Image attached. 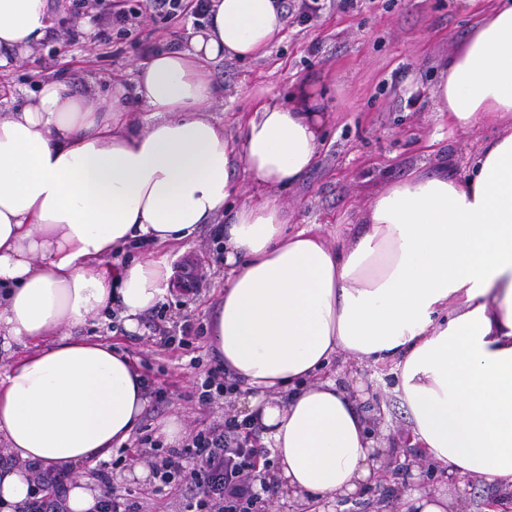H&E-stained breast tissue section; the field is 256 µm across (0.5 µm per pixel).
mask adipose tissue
Segmentation results:
<instances>
[{
  "label": "adipose tissue",
  "instance_id": "1",
  "mask_svg": "<svg viewBox=\"0 0 512 512\" xmlns=\"http://www.w3.org/2000/svg\"><path fill=\"white\" fill-rule=\"evenodd\" d=\"M180 49L150 56L133 89L87 100L51 78L0 114V337L26 353L0 369V503L30 493L22 462L74 473L69 512L98 498L77 472L107 462L147 405L128 356L60 330L119 306L126 329L177 286L167 258L127 265L133 240L194 236L226 214L228 267L211 341L248 392L276 479L306 512L379 477L375 441L348 391L315 381L333 356L395 363V391L443 482L405 491L397 512H447L475 476L512 497V130L466 177L416 174L376 193L365 230L334 247L289 231L277 198L230 208L236 168L288 187L314 165L326 114L309 93L257 105L230 136L212 64L266 56L278 0H212ZM47 0H0V68L49 32ZM436 109L459 127L512 115V0L485 16L440 69Z\"/></svg>",
  "mask_w": 512,
  "mask_h": 512
}]
</instances>
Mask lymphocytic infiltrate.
<instances>
[{
	"label": "lymphocytic infiltrate",
	"instance_id": "lymphocytic-infiltrate-1",
	"mask_svg": "<svg viewBox=\"0 0 512 512\" xmlns=\"http://www.w3.org/2000/svg\"><path fill=\"white\" fill-rule=\"evenodd\" d=\"M210 9V0H139L135 6L125 0H71L66 25L56 35L57 45L49 46L44 63L49 68L58 65L62 45L77 42L79 24L86 17L97 26L93 43L100 48L132 35L147 20H201ZM236 390V380L218 363L199 377L195 396L199 406L207 407ZM125 453L131 461L152 466L162 486L172 487L175 512H263L267 486L260 464L267 451L260 447L250 421L228 416L199 430L182 447L162 452L137 443ZM27 470L33 484L31 497L14 512H67L65 475L33 463ZM86 474L103 489L96 512H149L148 494L128 498L113 488L108 472L98 465L87 468Z\"/></svg>",
	"mask_w": 512,
	"mask_h": 512
}]
</instances>
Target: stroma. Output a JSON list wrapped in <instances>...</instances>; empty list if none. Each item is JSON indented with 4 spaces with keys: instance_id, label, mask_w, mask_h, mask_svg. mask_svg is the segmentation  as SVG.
<instances>
[{
    "instance_id": "35a3bbf8",
    "label": "stroma",
    "mask_w": 512,
    "mask_h": 512,
    "mask_svg": "<svg viewBox=\"0 0 512 512\" xmlns=\"http://www.w3.org/2000/svg\"><path fill=\"white\" fill-rule=\"evenodd\" d=\"M321 3L316 21L285 26L266 59L221 62L211 71L224 90L228 112L252 111L258 100L270 96L290 100L300 87L323 98L327 121L317 162L299 184L277 189L276 194L289 226L321 225L327 239L336 243L362 230L372 196L386 185L415 172L464 175L481 147L512 126V117L504 116L495 125L452 128L436 112L431 96L442 62L497 0ZM135 43L128 38L119 55L99 59L89 51L87 40H79L66 49L75 66L60 69L58 76L84 95L91 75L98 77L103 95L111 92L113 77L132 85L139 54ZM39 70L34 54L19 65L0 68L11 106L36 91ZM218 232V225H202L182 247L167 251L172 260L184 255L194 259L202 277L198 293L171 294L146 313L133 332L106 312L69 329L73 335L119 344L152 387L167 390L166 402L149 403L138 427L139 433L153 435L159 446L164 443L157 434L159 421L177 417L192 434L211 419L193 393L197 373L218 360L208 339L224 287V240ZM185 332L193 336V344L167 345V337ZM323 375L360 391L361 411L374 416L377 443L391 464L387 478L373 483L366 497L378 510L391 500L393 489L415 488L416 477L405 472V463L425 460L422 449L407 439L409 421L395 393L392 367L338 357Z\"/></svg>"
}]
</instances>
